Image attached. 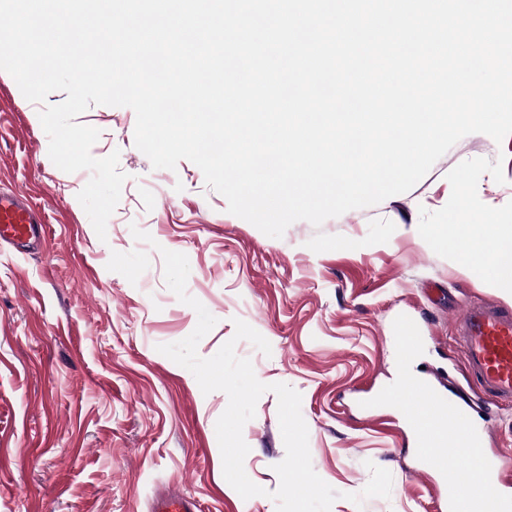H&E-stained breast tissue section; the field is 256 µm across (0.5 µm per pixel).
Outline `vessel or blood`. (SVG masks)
<instances>
[{"mask_svg":"<svg viewBox=\"0 0 512 512\" xmlns=\"http://www.w3.org/2000/svg\"><path fill=\"white\" fill-rule=\"evenodd\" d=\"M42 217L20 193H0V241L28 246L42 233ZM454 342L483 392L512 403V312L490 301L467 305L454 320ZM420 447L433 451L436 472L448 495V512H512L483 438L466 407L449 397L429 398L423 381L408 380L399 395ZM483 481L474 484V473ZM152 512H201L195 499L171 492L156 499Z\"/></svg>","mask_w":512,"mask_h":512,"instance_id":"1","label":"vessel or blood"}]
</instances>
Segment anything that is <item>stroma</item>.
<instances>
[{
    "label": "stroma",
    "instance_id": "obj_1",
    "mask_svg": "<svg viewBox=\"0 0 512 512\" xmlns=\"http://www.w3.org/2000/svg\"><path fill=\"white\" fill-rule=\"evenodd\" d=\"M41 106L0 71V188L46 222L29 248L0 244V512H151L172 490L203 512H276L285 448L275 394L243 428L245 472L265 490L246 500L223 476L215 424L227 395L203 394L157 350L197 324L166 285L165 249L187 256V292L217 320L201 357L232 339L238 319L269 341L271 354L245 340L236 353L261 382L301 393L312 466L340 493L331 512H444L397 403L404 374L470 405L512 493V407L479 392L452 340L466 304L502 300L453 250L458 221L471 238L491 214L512 225V135H467L410 191L271 238L230 214L192 162L152 168L131 108L93 104L77 118L100 132L91 153L119 152L128 175L102 240L77 199L91 173L50 160ZM427 227L437 239L423 238ZM405 319L416 346L403 362ZM370 461L391 472V494L358 505L348 496L369 482Z\"/></svg>",
    "mask_w": 512,
    "mask_h": 512
}]
</instances>
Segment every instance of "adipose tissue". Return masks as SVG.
<instances>
[{
    "label": "adipose tissue",
    "instance_id": "adipose-tissue-1",
    "mask_svg": "<svg viewBox=\"0 0 512 512\" xmlns=\"http://www.w3.org/2000/svg\"><path fill=\"white\" fill-rule=\"evenodd\" d=\"M465 267L479 269L485 282L512 301V225L495 224L488 240L466 245Z\"/></svg>",
    "mask_w": 512,
    "mask_h": 512
}]
</instances>
